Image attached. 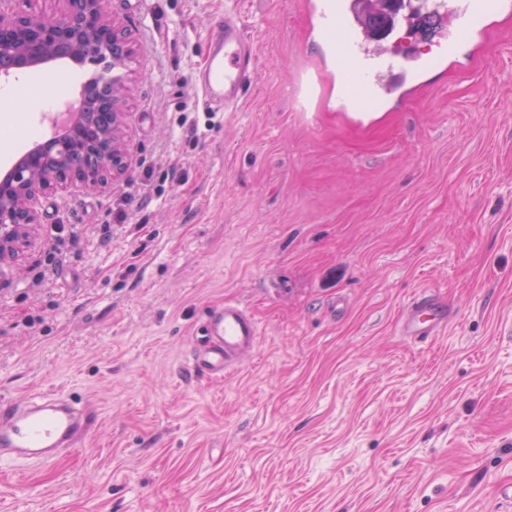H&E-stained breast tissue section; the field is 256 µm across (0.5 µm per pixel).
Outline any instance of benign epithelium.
<instances>
[{"instance_id":"1","label":"benign epithelium","mask_w":512,"mask_h":512,"mask_svg":"<svg viewBox=\"0 0 512 512\" xmlns=\"http://www.w3.org/2000/svg\"><path fill=\"white\" fill-rule=\"evenodd\" d=\"M21 0H0V49L9 65L32 66L61 56L103 65L106 88L93 110L65 123L62 135L36 145L0 178V268L18 259L38 223L36 204L46 191L80 183L95 189L108 174L127 167L120 129L127 98L125 81L112 75L123 69L134 45L127 31L105 13V0H60V12L45 15L19 7Z\"/></svg>"}]
</instances>
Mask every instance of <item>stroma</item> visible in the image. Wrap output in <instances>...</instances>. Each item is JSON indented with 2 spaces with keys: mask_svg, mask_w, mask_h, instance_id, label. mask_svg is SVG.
I'll return each instance as SVG.
<instances>
[{
  "mask_svg": "<svg viewBox=\"0 0 512 512\" xmlns=\"http://www.w3.org/2000/svg\"><path fill=\"white\" fill-rule=\"evenodd\" d=\"M311 2L105 0L137 44L129 166L40 196L0 275V396L61 390L92 429L52 466H0V512H512V15L417 97L358 111ZM227 14L258 55L229 111L199 85ZM100 70L7 85L61 103ZM40 111L11 115L0 174ZM421 288L455 322L414 342ZM227 299L262 334L207 378L187 359Z\"/></svg>",
  "mask_w": 512,
  "mask_h": 512,
  "instance_id": "1",
  "label": "stroma"
}]
</instances>
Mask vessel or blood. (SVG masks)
Returning a JSON list of instances; mask_svg holds the SVG:
<instances>
[{"label": "vessel or blood", "instance_id": "b4317fda", "mask_svg": "<svg viewBox=\"0 0 512 512\" xmlns=\"http://www.w3.org/2000/svg\"><path fill=\"white\" fill-rule=\"evenodd\" d=\"M438 7L450 18L445 38L453 48L479 40L482 32L474 19L511 11L512 0H439ZM317 11L320 29L333 34L330 50L336 81L350 104L405 93L410 68L428 64L417 52L396 57L366 38L357 23L360 7L355 0H320ZM256 62V52L245 41L239 21L225 17L224 39L210 45L200 86L208 98L234 108L243 98ZM450 321L446 305L424 290L405 309L400 331L414 340L428 339L445 332ZM205 330L206 340L189 363L194 371L211 378L223 377L235 355L252 349L260 335L254 316L233 300L210 311ZM89 427L84 407L63 392L38 391L21 403L2 398L0 462L52 463L71 450Z\"/></svg>", "mask_w": 512, "mask_h": 512}]
</instances>
